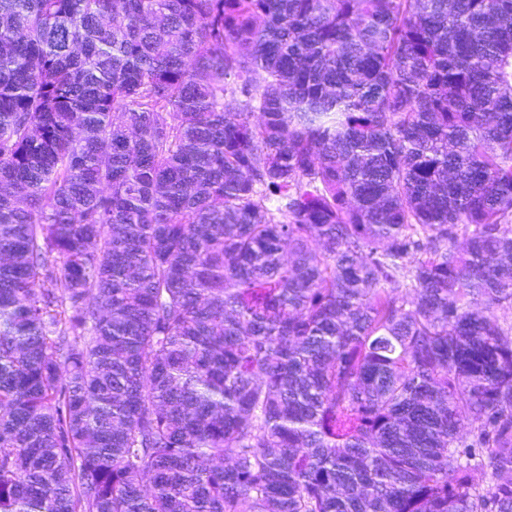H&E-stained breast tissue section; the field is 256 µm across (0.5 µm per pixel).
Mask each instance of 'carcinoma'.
Wrapping results in <instances>:
<instances>
[{
    "label": "carcinoma",
    "instance_id": "carcinoma-1",
    "mask_svg": "<svg viewBox=\"0 0 512 512\" xmlns=\"http://www.w3.org/2000/svg\"><path fill=\"white\" fill-rule=\"evenodd\" d=\"M0 512H512V0H0Z\"/></svg>",
    "mask_w": 512,
    "mask_h": 512
}]
</instances>
